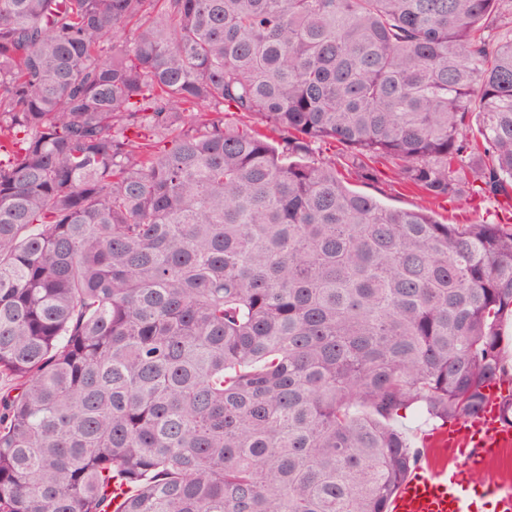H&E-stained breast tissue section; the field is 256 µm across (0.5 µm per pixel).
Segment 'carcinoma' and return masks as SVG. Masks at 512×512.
Returning a JSON list of instances; mask_svg holds the SVG:
<instances>
[{"instance_id": "1", "label": "carcinoma", "mask_w": 512, "mask_h": 512, "mask_svg": "<svg viewBox=\"0 0 512 512\" xmlns=\"http://www.w3.org/2000/svg\"><path fill=\"white\" fill-rule=\"evenodd\" d=\"M349 176L512 214V0H0V512H389L512 224ZM352 187L362 192L376 196L383 202L396 207L414 209L421 205H426L435 211L436 218L449 224H479L483 220H492L483 205L476 206L465 196L449 201L441 206L432 205L425 202L422 198L412 193L401 190L396 185L386 184L368 185L360 182H353Z\"/></svg>"}]
</instances>
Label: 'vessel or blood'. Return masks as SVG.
<instances>
[{"mask_svg":"<svg viewBox=\"0 0 512 512\" xmlns=\"http://www.w3.org/2000/svg\"><path fill=\"white\" fill-rule=\"evenodd\" d=\"M438 444L459 448L464 460L454 470L414 468L390 503V512H480L481 497L493 498L496 512H512V487L490 484L473 492L475 472L499 449L512 446V429L503 427L498 404L485 406L478 417L436 433Z\"/></svg>","mask_w":512,"mask_h":512,"instance_id":"obj_1","label":"vessel or blood"}]
</instances>
